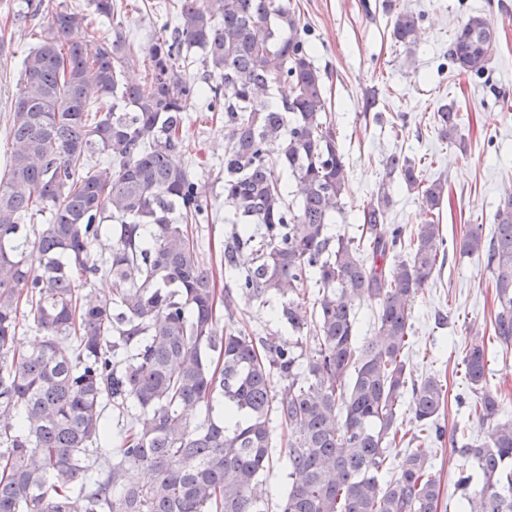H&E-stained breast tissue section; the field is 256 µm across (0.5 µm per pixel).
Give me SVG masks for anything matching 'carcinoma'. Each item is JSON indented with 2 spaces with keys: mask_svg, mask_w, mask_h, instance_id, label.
I'll use <instances>...</instances> for the list:
<instances>
[{
  "mask_svg": "<svg viewBox=\"0 0 512 512\" xmlns=\"http://www.w3.org/2000/svg\"><path fill=\"white\" fill-rule=\"evenodd\" d=\"M112 37L93 56L81 8H47L23 60L0 179V512H268L256 487L269 469L272 417L291 434L288 489L280 512H438L441 477L420 448L395 451L407 406L420 431L437 426L446 385L409 383L405 349L416 294L447 253L442 225L406 236L385 225L390 196L363 211L358 236L329 233L347 192V170L326 115L324 76L290 0H181L177 26L147 49L143 85L119 76L130 61L114 0H87ZM420 17L393 15L395 43L415 44ZM498 42L494 25L469 18L448 47L461 74H485ZM202 50L224 86V207L241 224L225 258L242 294L280 300L288 335L228 328L217 334L215 278L202 265L188 225L209 222L199 183L171 156L184 147V112L204 89L177 65ZM284 81L292 94L271 104ZM112 99L107 106L106 99ZM103 112L89 120L90 105ZM441 140L461 139L454 104L433 113ZM99 156L106 165L90 164ZM386 177L417 190L425 212L448 183L427 182L416 162L392 152ZM295 181L288 203L279 173ZM49 213L20 235L21 223ZM119 222L108 258L90 247L104 219ZM496 229L470 224L458 248L486 260L493 276L494 335L512 346V193ZM38 251L29 265L28 247ZM85 281L112 278L106 300L83 301ZM377 304V339L360 341L355 309ZM43 332L14 345L22 302ZM315 342L314 352L304 346ZM473 412L495 420L490 443L453 451L478 470L456 479L460 512H512V419H496L501 396L486 390L488 349L474 337L464 357ZM202 422H190L199 410ZM126 421L123 444L104 448L107 411ZM395 458V474L380 473ZM138 469L149 478L131 482Z\"/></svg>",
  "mask_w": 512,
  "mask_h": 512,
  "instance_id": "1",
  "label": "carcinoma"
}]
</instances>
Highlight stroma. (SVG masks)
I'll use <instances>...</instances> for the list:
<instances>
[{"label":"stroma","mask_w":512,"mask_h":512,"mask_svg":"<svg viewBox=\"0 0 512 512\" xmlns=\"http://www.w3.org/2000/svg\"><path fill=\"white\" fill-rule=\"evenodd\" d=\"M122 2L132 57L120 79L141 83L151 68L144 48L173 24L174 12L152 8L146 0ZM24 3L0 0V177L11 150L9 131L23 59L32 45L29 34L38 22ZM291 5L312 41L324 76L327 117L347 163L348 191L331 234H354L362 210L385 178L382 160L394 151L419 160L425 180L447 181L448 193L438 212L447 239H460L470 224L492 234L497 207L512 192V0H291ZM403 8L423 15L418 40L409 51L394 43L388 22L390 11ZM477 15L489 19L499 37L483 79L457 74L448 59L457 30ZM449 102L460 116L462 141L456 145L442 141L433 127V113ZM184 139L173 161L203 186V206L209 213L208 222L192 227L196 250L205 265L215 268L218 294L232 299L229 308L219 310L218 324L254 334L279 330L270 305L244 297L224 264L236 226L224 207L223 107L210 111L203 101L191 102ZM426 219L417 192L393 185L388 223L413 233ZM494 296L485 260L452 253L412 304L409 377L417 381L434 376L448 384L440 417L445 437L420 442L441 474L439 512H458L454 481L467 466L453 452V440L487 442L493 433L495 421L471 414L473 396L460 371L473 336L492 333ZM442 315L447 325H439ZM487 386L504 396L498 419H512V348L493 349ZM273 429L270 474L260 486L269 512H276L288 488V432L278 423Z\"/></svg>","instance_id":"stroma-1"}]
</instances>
